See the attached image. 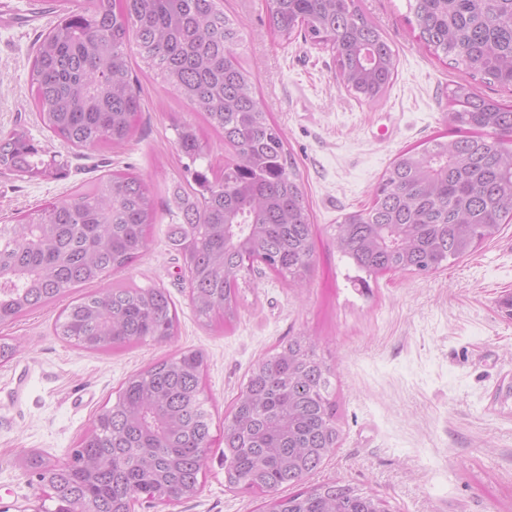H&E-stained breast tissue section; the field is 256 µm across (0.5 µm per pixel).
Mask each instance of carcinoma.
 Segmentation results:
<instances>
[{
	"label": "carcinoma",
	"instance_id": "1",
	"mask_svg": "<svg viewBox=\"0 0 512 512\" xmlns=\"http://www.w3.org/2000/svg\"><path fill=\"white\" fill-rule=\"evenodd\" d=\"M418 39L474 79L512 88V0H407ZM283 42L331 49L336 80L378 104L398 74L386 34L361 0H269ZM243 29L223 0H84L36 43L28 71L33 102L52 136L73 149L119 147L142 102L131 45L235 150L214 170L200 126L174 124L189 164L159 202L147 180L116 170L0 224V326L71 289L128 267L169 219L168 245L182 260L197 317L239 319V281L269 271L304 288L314 267V231L302 176L279 125L255 93L238 52ZM458 138L437 135L400 151L363 209L332 225L336 250L367 276L430 275L493 240L512 223V104L458 83L448 92ZM29 131L0 136V173L37 181L64 164L45 159ZM54 330L91 352L168 342L175 305L156 285L108 284L70 302ZM306 333L257 362L224 417V486L263 500V512H389L387 502L341 481L305 485L339 447L335 369ZM19 352L0 336V363ZM205 359L186 350L122 383L111 404L62 463L39 452L26 471L51 486L49 512H127L130 498L195 496L213 440L204 408ZM290 493H285V490Z\"/></svg>",
	"mask_w": 512,
	"mask_h": 512
}]
</instances>
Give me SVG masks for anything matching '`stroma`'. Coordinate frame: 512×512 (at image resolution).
Returning a JSON list of instances; mask_svg holds the SVG:
<instances>
[{"label": "stroma", "instance_id": "stroma-1", "mask_svg": "<svg viewBox=\"0 0 512 512\" xmlns=\"http://www.w3.org/2000/svg\"><path fill=\"white\" fill-rule=\"evenodd\" d=\"M76 0H0V132L25 125L64 165L60 177L24 182L0 174V224L68 198L110 171L132 168L156 195L182 174L174 145L179 120L202 116L141 60L131 68L144 110L132 138L109 151L69 149L43 128L31 101L35 43ZM399 57L397 78L377 105L358 102L335 78L332 54L296 38L279 43L265 0H224L245 28L239 48L256 75L258 98L282 129L303 176L315 224V262L304 291L273 274L240 282L232 331L198 319L180 264L156 225L149 250L112 275L115 283L166 288L178 334L108 354L84 350L53 332L62 302L44 306L0 336L23 345L0 364V512H29L44 486L20 466L31 450L63 462L94 415L121 384L185 350L206 363L205 406L216 442L193 498L135 512H260L253 495L224 486V415L255 363L289 336L319 337L318 353L336 368L333 385L342 441L310 477L339 480L387 500L391 512H512V224L467 258L428 276L389 273L367 282L331 244V226L371 201L396 154L442 134L455 138L448 90L463 71L417 40L407 0H362Z\"/></svg>", "mask_w": 512, "mask_h": 512}]
</instances>
